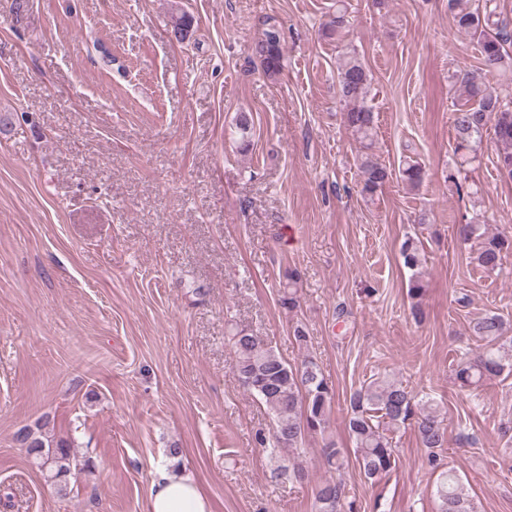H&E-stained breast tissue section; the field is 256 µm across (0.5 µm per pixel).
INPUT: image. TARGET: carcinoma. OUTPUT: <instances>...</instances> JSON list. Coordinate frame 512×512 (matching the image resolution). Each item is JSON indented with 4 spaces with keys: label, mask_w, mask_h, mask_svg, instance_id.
<instances>
[{
    "label": "carcinoma",
    "mask_w": 512,
    "mask_h": 512,
    "mask_svg": "<svg viewBox=\"0 0 512 512\" xmlns=\"http://www.w3.org/2000/svg\"><path fill=\"white\" fill-rule=\"evenodd\" d=\"M448 9L457 28L476 38L480 48V67L464 68L455 75L465 93L464 102L453 113L455 152L463 155L476 152L484 127L492 120L499 144L496 167L501 175L512 179V101L486 82L488 76H506L512 72V52L508 49L512 44V21L504 16L498 0H448ZM171 23L178 41L185 40L193 26L192 17L184 12L172 16ZM255 54L267 76L281 73L283 55L276 27L270 26L264 31L255 46ZM337 83L347 106L345 124L368 149L374 129L373 112L365 105L370 77L356 53L346 52L339 57ZM235 128L242 145L249 147L250 113H238ZM360 169L362 193L371 197L391 176L387 167L369 151L362 156ZM399 174L413 188L419 187L424 178L422 166L413 161L405 163ZM479 230L478 224H459L456 235L463 241L483 237L476 260L480 266L493 270L500 265L502 255L512 251V238L483 236ZM400 255L404 266L412 271L409 295L417 299L424 292L420 242L407 238L401 245ZM285 279L280 304L292 312L299 307L298 271L288 270ZM472 329L486 346L480 352H465L458 357L454 376L461 388L476 385L506 370L512 371V362L502 355L504 350L512 348V337L505 335L501 316L489 314L476 321ZM227 340L234 354L233 368L239 381L265 407L272 420L268 432L256 433L260 446L272 454L283 449H298L309 435L325 431L335 392L314 358L307 357L292 366L260 337L233 323L227 328ZM408 423L414 426L420 444L430 450V464L437 466L439 451L448 445V433L436 400L427 396L417 398L402 382L387 375L372 379L346 399V426L355 444L356 461L366 478L375 481L394 470L397 460L393 439ZM17 441L25 445L28 455L34 458L49 481L66 489L73 465L68 441L45 443L28 431L19 433ZM322 454L328 469L338 471L343 467L344 456L335 442H326ZM437 495L440 512H477L451 469L441 473ZM345 499L342 484L337 481L326 480L316 489L318 512H356L354 503L347 504Z\"/></svg>",
    "instance_id": "cac0c4a2"
}]
</instances>
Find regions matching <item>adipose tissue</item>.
I'll list each match as a JSON object with an SVG mask.
<instances>
[{"label":"adipose tissue","mask_w":512,"mask_h":512,"mask_svg":"<svg viewBox=\"0 0 512 512\" xmlns=\"http://www.w3.org/2000/svg\"><path fill=\"white\" fill-rule=\"evenodd\" d=\"M149 512H211V507L192 475L163 468L151 490Z\"/></svg>","instance_id":"adipose-tissue-1"}]
</instances>
